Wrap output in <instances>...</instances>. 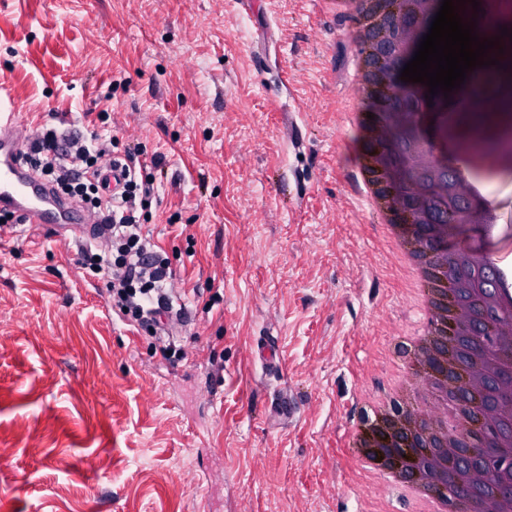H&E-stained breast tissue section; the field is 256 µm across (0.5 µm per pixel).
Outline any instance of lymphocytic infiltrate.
<instances>
[{"instance_id":"f902f5d3","label":"lymphocytic infiltrate","mask_w":512,"mask_h":512,"mask_svg":"<svg viewBox=\"0 0 512 512\" xmlns=\"http://www.w3.org/2000/svg\"><path fill=\"white\" fill-rule=\"evenodd\" d=\"M36 143L41 174L62 195L97 212L108 226L111 248L101 252L81 248L84 269L106 278L113 300L130 323L155 322L166 306L163 290L170 274L167 261L142 232L139 211L147 207L154 182L149 173L137 170L138 147L125 151L133 177L122 196L114 199L105 195L103 183L96 178L102 157L112 152L110 143L101 141L90 147L80 137L63 135L54 128L37 134Z\"/></svg>"}]
</instances>
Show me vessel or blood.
I'll use <instances>...</instances> for the list:
<instances>
[{
  "mask_svg": "<svg viewBox=\"0 0 512 512\" xmlns=\"http://www.w3.org/2000/svg\"><path fill=\"white\" fill-rule=\"evenodd\" d=\"M25 126L22 114L0 101V215L57 237L81 241L94 221L26 161L31 139L21 133Z\"/></svg>",
  "mask_w": 512,
  "mask_h": 512,
  "instance_id": "b4317fda",
  "label": "vessel or blood"
}]
</instances>
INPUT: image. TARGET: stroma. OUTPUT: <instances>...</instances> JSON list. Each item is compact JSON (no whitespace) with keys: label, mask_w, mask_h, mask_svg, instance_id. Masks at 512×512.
Here are the masks:
<instances>
[{"label":"stroma","mask_w":512,"mask_h":512,"mask_svg":"<svg viewBox=\"0 0 512 512\" xmlns=\"http://www.w3.org/2000/svg\"><path fill=\"white\" fill-rule=\"evenodd\" d=\"M358 23L320 0H0V98L162 159L143 231L184 309L130 327L76 244L0 228V512H414L355 449L378 402L414 403L415 321L357 186Z\"/></svg>","instance_id":"1"}]
</instances>
